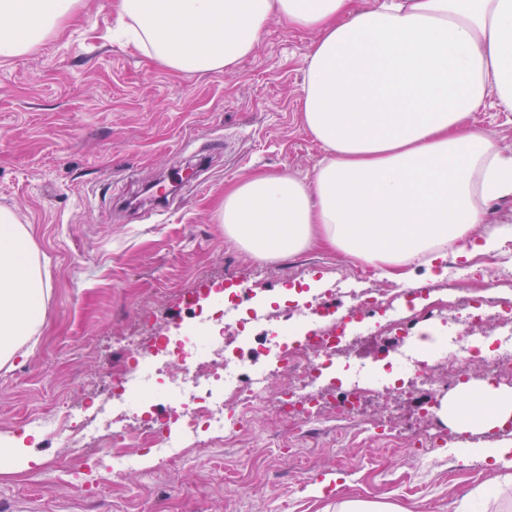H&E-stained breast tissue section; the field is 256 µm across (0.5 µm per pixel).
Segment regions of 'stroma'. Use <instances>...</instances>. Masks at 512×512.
Masks as SVG:
<instances>
[{
	"label": "stroma",
	"mask_w": 512,
	"mask_h": 512,
	"mask_svg": "<svg viewBox=\"0 0 512 512\" xmlns=\"http://www.w3.org/2000/svg\"><path fill=\"white\" fill-rule=\"evenodd\" d=\"M119 0H83L60 33L30 52L0 61V207L11 209L34 243L46 299L37 332L0 367V434L54 403L92 392L122 354L97 347L103 336L141 329L180 312L185 288H210L232 271L281 317L293 276L305 299L351 276L389 287L372 268L320 245L263 263L228 238L216 219L224 193L260 173L309 178L325 152L300 112L307 57L317 34L271 17L253 53L231 72L174 71L131 44L114 42ZM195 179L157 208L151 223L123 207L143 184ZM242 451L195 448L170 476L130 474L98 512H150L169 494L178 512H334L341 499L398 512H457L480 487L497 484L493 460L439 448L455 470L408 480L407 450L375 451L364 436L335 428L302 435L257 415ZM54 440L25 441L0 456L6 512H85L80 495L56 485L23 487L29 466L61 457ZM314 462L332 487L303 479Z\"/></svg>",
	"instance_id": "stroma-1"
}]
</instances>
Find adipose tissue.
<instances>
[{"mask_svg": "<svg viewBox=\"0 0 512 512\" xmlns=\"http://www.w3.org/2000/svg\"><path fill=\"white\" fill-rule=\"evenodd\" d=\"M82 0H0V59L60 32ZM127 32L162 66L233 71L270 17L313 30L303 124L326 156L311 177L260 175L224 196L225 233L257 259L319 241L407 279L480 235L494 252L512 226L482 231L492 204L512 202V152L473 122L488 98L512 112V0H121ZM44 298L26 227L0 209V361L34 335ZM443 406L465 428L512 418V393L483 386Z\"/></svg>", "mask_w": 512, "mask_h": 512, "instance_id": "obj_1", "label": "adipose tissue"}]
</instances>
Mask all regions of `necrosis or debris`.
<instances>
[{
  "instance_id": "necrosis-or-debris-1",
  "label": "necrosis or debris",
  "mask_w": 512,
  "mask_h": 512,
  "mask_svg": "<svg viewBox=\"0 0 512 512\" xmlns=\"http://www.w3.org/2000/svg\"><path fill=\"white\" fill-rule=\"evenodd\" d=\"M465 278L472 287H462ZM335 293L342 306L307 303L288 327L276 309L254 305L252 289L217 290L209 301L198 289H185L181 302L194 310L193 322L161 326L148 338L113 337L125 361L112 371L109 399L85 406L66 401L26 419L25 432L54 439L69 459L65 466L49 460L26 471L27 484L71 487L92 505L106 485L138 469L143 457H152L156 468L174 469L185 449L230 444L249 434L253 416L263 409L302 429L334 422L373 438H411L412 475L420 477L435 449L464 439L442 422L436 400L471 378L512 387V266L481 257L464 277L449 274L442 287H352L340 279ZM256 325L264 328L267 365L234 373L225 335L232 328L243 335ZM364 334L401 339L393 358L406 378L387 388L376 377L358 375L329 389L327 369L352 337ZM433 336L447 344V353L419 358L420 342ZM387 390L428 397L414 431L394 414L365 412L366 400ZM159 396L169 399L173 414L149 412Z\"/></svg>"
}]
</instances>
